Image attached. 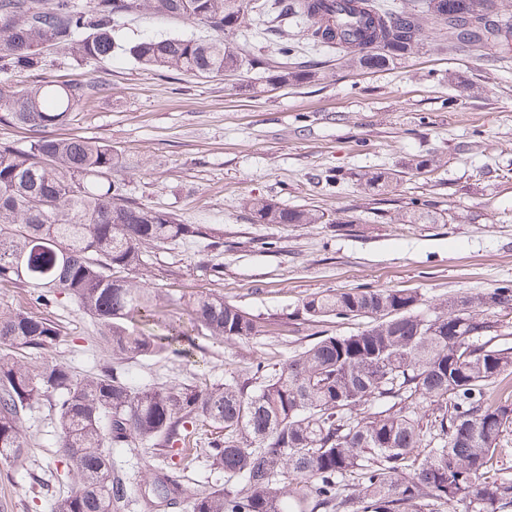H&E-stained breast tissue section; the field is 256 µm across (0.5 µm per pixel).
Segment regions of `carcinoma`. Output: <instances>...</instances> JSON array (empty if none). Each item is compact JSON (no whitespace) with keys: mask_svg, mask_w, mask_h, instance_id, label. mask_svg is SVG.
<instances>
[{"mask_svg":"<svg viewBox=\"0 0 512 512\" xmlns=\"http://www.w3.org/2000/svg\"><path fill=\"white\" fill-rule=\"evenodd\" d=\"M278 13L309 22L315 46L338 47L366 69L383 68L414 51L422 19L361 0H277ZM246 0H0V71L39 67L42 48L63 45L97 62L115 50L113 23L146 10L182 17L223 32L243 18ZM431 16L462 41H497L509 21L495 0H428ZM140 65L214 78L240 69L244 58L221 38L147 39L126 48ZM283 67L273 79L297 84L317 76L312 61H294L296 46L278 47ZM90 91L84 85L37 84L0 89V124L31 133L18 148L0 142V285L29 288L31 304L62 295L96 323L112 363L77 375L59 363L30 361L60 328L31 311L0 306V465L26 451L24 414L48 401L55 446L69 493L55 512H118L128 478L112 446L149 442L157 455L180 456L159 467L150 509L184 499L182 473L204 458L224 483L192 498L191 512H466L512 508V474L499 465L512 428V333L489 314L512 309V285L450 299L424 313L413 289L324 290L305 299L303 321L363 320L349 335L311 333L312 341L280 368L258 362L252 379L224 385H128L117 364L146 357L186 336L170 324L162 336L160 296L128 274L147 265L146 249L201 238L200 224L125 196L112 171V146L84 137H57ZM382 191L391 173L363 175ZM245 206L263 224H323L312 209H290L254 197ZM432 204L413 202L399 224L436 222ZM193 319L226 341L250 339L267 325L214 292L189 298ZM139 317L143 327L127 321ZM205 422L219 431L193 447Z\"/></svg>","mask_w":512,"mask_h":512,"instance_id":"obj_1","label":"carcinoma"}]
</instances>
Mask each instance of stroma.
Instances as JSON below:
<instances>
[{
  "label": "stroma",
  "mask_w": 512,
  "mask_h": 512,
  "mask_svg": "<svg viewBox=\"0 0 512 512\" xmlns=\"http://www.w3.org/2000/svg\"><path fill=\"white\" fill-rule=\"evenodd\" d=\"M396 2L422 13L421 45L380 70L311 49L300 24L285 16L264 23L250 10L223 38L257 64L221 78L137 64L125 48L141 39L213 35L201 23L145 11L120 19L111 59L85 63L52 46L38 69L0 71L13 87L91 85L60 135L110 144L127 197L207 229L206 238L149 251L142 280L160 295L166 321L189 337L178 351L126 361L130 385H220L250 378L260 361L279 368L312 331L303 301L326 289H414L428 310L512 283V30L499 47L459 50L447 26L427 17V0ZM283 39L317 60L319 79L273 81L269 65ZM417 157L431 160L428 172L408 171ZM375 171L395 175L383 201L360 181ZM251 196L315 209L326 221L262 224L244 205ZM424 200L437 223L386 222ZM346 216L356 220L353 231L339 223ZM201 291L266 321V335L210 336L187 304ZM35 313L62 327L46 360L77 374L111 360L99 327L71 301ZM23 429L25 458L0 467V512H54L69 486L57 479L49 404L28 411Z\"/></svg>",
  "instance_id": "stroma-1"
}]
</instances>
